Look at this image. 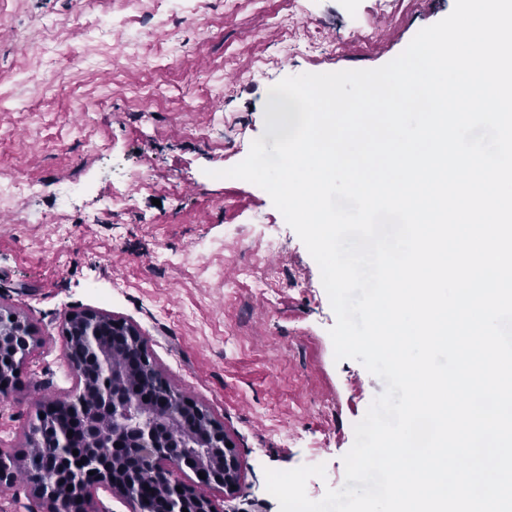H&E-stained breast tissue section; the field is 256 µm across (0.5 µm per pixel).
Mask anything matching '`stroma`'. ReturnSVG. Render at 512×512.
<instances>
[{
	"instance_id": "obj_1",
	"label": "stroma",
	"mask_w": 512,
	"mask_h": 512,
	"mask_svg": "<svg viewBox=\"0 0 512 512\" xmlns=\"http://www.w3.org/2000/svg\"><path fill=\"white\" fill-rule=\"evenodd\" d=\"M454 2L0 0V171L36 186L0 203V304L35 331L0 396V448L23 455L38 404L75 391L63 330L90 309L137 326L160 374L235 444L238 489L197 485L218 512H279L269 468L325 464L314 500L341 487L384 384L335 361L319 266L267 192L213 172L273 145L274 84L380 67ZM270 270L278 288L259 294Z\"/></svg>"
}]
</instances>
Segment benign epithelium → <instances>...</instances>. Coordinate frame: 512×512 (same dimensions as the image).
<instances>
[{
    "label": "benign epithelium",
    "mask_w": 512,
    "mask_h": 512,
    "mask_svg": "<svg viewBox=\"0 0 512 512\" xmlns=\"http://www.w3.org/2000/svg\"><path fill=\"white\" fill-rule=\"evenodd\" d=\"M65 336L87 348L92 365L67 357L78 386L71 397L41 405L39 413L42 417L31 425L29 439L43 438V422L64 412L71 423H80L86 430L88 455L77 469L79 481L65 503L54 496L49 473H27V481L34 485L39 496L52 503L51 512H95L92 490L99 485L123 494L132 512H154L141 506L130 485L120 477L119 465L104 461L98 452L100 448H110L115 453L130 442L139 448L143 469L163 490L161 512H182L184 508L188 512H217L213 502L201 495L195 486L179 480L176 472L183 469V465L158 451V433L183 413L195 415L197 424L190 469L196 475L205 474L198 483L221 485L229 491L231 486L239 484L241 461L235 447L228 446L230 440L222 426L170 385L161 396L159 408L151 415L138 414L136 399L121 398L115 393L127 369L138 364L144 370L155 371L141 333L135 326L97 311H76L66 317ZM33 338L34 330L30 323L17 313L0 307V383H5V386H0L1 393L14 387L17 372L21 371ZM90 392L96 399V406L92 409L83 405ZM67 433V429H57L50 444L54 448V455L47 458L50 473L55 472L57 463L68 457L69 449L73 447L72 438ZM22 464V457L9 461L0 458V483L15 478Z\"/></svg>",
    "instance_id": "7a95c632"
}]
</instances>
